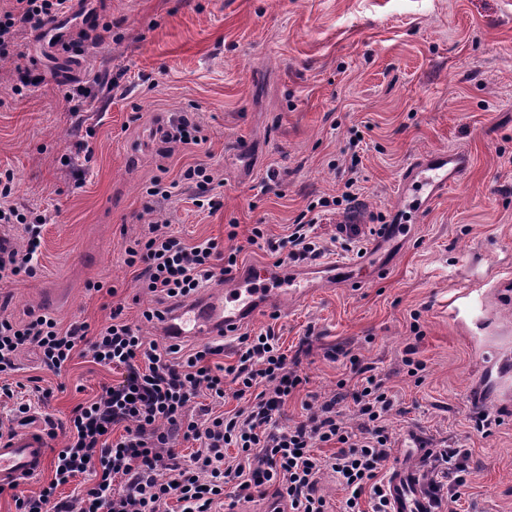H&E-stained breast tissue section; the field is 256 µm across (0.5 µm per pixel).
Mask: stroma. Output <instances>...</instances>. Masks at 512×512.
I'll use <instances>...</instances> for the list:
<instances>
[{
  "instance_id": "35a3bbf8",
  "label": "stroma",
  "mask_w": 512,
  "mask_h": 512,
  "mask_svg": "<svg viewBox=\"0 0 512 512\" xmlns=\"http://www.w3.org/2000/svg\"><path fill=\"white\" fill-rule=\"evenodd\" d=\"M93 2L100 45L56 58L27 30L21 57L0 62V170L13 173L18 203L45 220L40 270L0 281V312L95 331L119 301L147 341L163 342L140 319L157 299L124 262L146 223L166 221L187 243L261 224L276 241L310 203L340 196L357 165L364 223L383 216L406 238L387 275L318 289L249 327L274 328L291 353L309 342L302 367L316 402L349 378L356 354L395 396L393 455L413 432L436 450L465 449L467 485L444 506L512 512V415L478 399L502 385L499 365L512 355V0ZM100 74L119 76V89L96 83ZM28 79L37 87L16 93ZM77 84L93 98L74 113L62 91ZM181 111L199 113L203 140L165 147L159 130ZM83 139L91 152L78 186L64 160ZM441 149L468 153L463 176L434 202L399 201L412 157ZM197 163L220 180L218 209H198L183 185L145 212L154 178L172 181ZM95 281L116 297L89 291ZM469 291L485 300L463 321L454 309ZM411 342L426 364L418 385L402 363ZM331 348L344 356L325 358ZM19 365L16 380L39 376L52 391L35 407L39 420L66 421L121 377L80 356L58 376L31 351ZM478 414L489 423L482 432Z\"/></svg>"
}]
</instances>
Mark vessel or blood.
I'll return each instance as SVG.
<instances>
[{
    "label": "vessel or blood",
    "mask_w": 512,
    "mask_h": 512,
    "mask_svg": "<svg viewBox=\"0 0 512 512\" xmlns=\"http://www.w3.org/2000/svg\"><path fill=\"white\" fill-rule=\"evenodd\" d=\"M94 18L87 0H73L72 8L47 22L41 33L51 53H61L73 35L75 22ZM470 164L459 150H438L413 158L400 181L402 192L423 194L426 201L443 195ZM396 225H377L358 264L332 261L319 267L273 269L252 264L237 271L230 284H211L200 294L176 305L162 322L164 335L177 341L219 338L230 328L241 327L264 311H278L293 300L309 296L316 287H362L386 273L382 255L398 240ZM274 281V288H256L257 276ZM49 437L37 427L0 439V484L25 485L43 474L49 460ZM432 450L426 443L415 445L410 455L389 467L385 488L392 512H437L436 502L424 477V465Z\"/></svg>",
    "instance_id": "b4317fda"
}]
</instances>
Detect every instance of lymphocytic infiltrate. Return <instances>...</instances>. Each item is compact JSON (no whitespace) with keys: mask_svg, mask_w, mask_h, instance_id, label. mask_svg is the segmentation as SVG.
Here are the masks:
<instances>
[{"mask_svg":"<svg viewBox=\"0 0 512 512\" xmlns=\"http://www.w3.org/2000/svg\"><path fill=\"white\" fill-rule=\"evenodd\" d=\"M70 0H14L0 13V58L14 54L22 27L41 28L66 13ZM356 178L341 195L344 219L336 242L345 252L363 253L370 234L360 223ZM10 172H0V279L32 278L39 271L40 225L15 200ZM21 232L24 246L13 242ZM281 247V246H280ZM262 225L246 234L229 228L226 240L207 238L192 245L149 225L125 249V263L136 271L143 288L161 305L144 310L143 319L164 321L163 303L195 296L216 277H231L244 249L279 253ZM112 309L110 321L97 333L75 322L61 327L45 314L18 321L0 315V397H13L10 377L19 369L22 351H36L43 366L61 374L75 354L121 370L116 383L103 386L96 398L79 403L69 426L58 431L45 418L49 437L64 434L54 449L51 478L39 492L25 495L0 486L15 512H236L240 501L273 499L286 512H328L317 490L318 476L332 471L345 491L342 512H390L382 472L391 457L388 416L394 396L373 368L351 356L352 379L339 381L335 393L318 404H305L302 420L283 425L282 409L309 382L300 357H288L273 330L238 336L235 360L218 363L224 344L214 341L187 347L145 341L138 325ZM238 408L219 414L191 415L199 396ZM353 404L359 423L350 427L341 407ZM195 442L190 456L173 446L175 437ZM331 447L328 455L318 454ZM236 456H227V449ZM465 457L459 448L436 455L430 486L436 498L465 486ZM92 473L94 482L76 499L59 496V487ZM233 492H226V485Z\"/></svg>","mask_w":512,"mask_h":512,"instance_id":"lymphocytic-infiltrate-1","label":"lymphocytic infiltrate"}]
</instances>
